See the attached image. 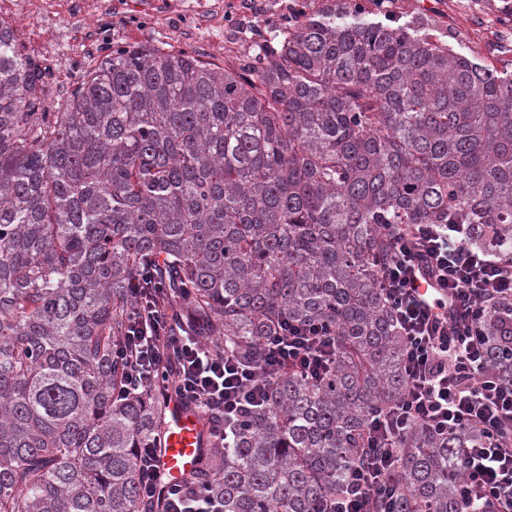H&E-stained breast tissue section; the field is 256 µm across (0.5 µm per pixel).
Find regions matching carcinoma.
I'll return each instance as SVG.
<instances>
[{
	"label": "carcinoma",
	"instance_id": "cac0c4a2",
	"mask_svg": "<svg viewBox=\"0 0 512 512\" xmlns=\"http://www.w3.org/2000/svg\"><path fill=\"white\" fill-rule=\"evenodd\" d=\"M424 17L322 0L219 66L114 46L63 112L0 19V512H164L140 493L174 377L127 393L113 350L138 288L174 323L258 367L287 321L336 334L331 372L288 374L229 441L219 414L180 488L223 512H322L364 462L371 417L405 389L380 289L411 224H468L512 271V73ZM512 307L486 309L489 369L512 380ZM483 432L414 428L390 512H457Z\"/></svg>",
	"mask_w": 512,
	"mask_h": 512
}]
</instances>
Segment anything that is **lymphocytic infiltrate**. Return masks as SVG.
Masks as SVG:
<instances>
[{
	"mask_svg": "<svg viewBox=\"0 0 512 512\" xmlns=\"http://www.w3.org/2000/svg\"><path fill=\"white\" fill-rule=\"evenodd\" d=\"M468 231L465 224H417L396 238L380 285L404 341L406 391L400 403L374 416L365 461L322 512H370L371 503L392 502L396 443L418 425L441 435L464 426L484 430L488 445L463 451L460 512H512V448L502 447L499 435L512 423V382L489 372L484 331L488 302L512 304V272L469 249ZM425 288L434 303H425ZM170 320V311L139 295L115 352L127 363L129 389L170 370L182 400L201 411L219 409L231 421L264 403L267 381L289 373L321 380L335 358V334L324 323H285L266 343L261 368L253 369L196 336L167 338ZM139 459L143 494L163 496L167 512H216L207 497L183 499L176 486L158 493L153 449H140Z\"/></svg>",
	"mask_w": 512,
	"mask_h": 512,
	"instance_id": "f902f5d3",
	"label": "lymphocytic infiltrate"
}]
</instances>
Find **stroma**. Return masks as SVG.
Returning <instances> with one entry per match:
<instances>
[{
  "label": "stroma",
  "instance_id": "1",
  "mask_svg": "<svg viewBox=\"0 0 512 512\" xmlns=\"http://www.w3.org/2000/svg\"><path fill=\"white\" fill-rule=\"evenodd\" d=\"M112 27L96 19L75 18L57 7L51 24L38 17L20 20L16 0H0V18L10 23L22 53L40 59L53 75L46 108L64 111L82 72L96 66L105 44L148 45L196 51L223 63L251 47L250 24L277 25L288 17L293 0H218L236 22L203 8V0H180L181 11L161 14V0H112ZM392 13L425 14L451 34L453 48L474 61L512 73V0H392Z\"/></svg>",
  "mask_w": 512,
  "mask_h": 512
}]
</instances>
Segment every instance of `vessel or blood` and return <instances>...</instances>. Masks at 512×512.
<instances>
[{"label":"vessel or blood","mask_w":512,"mask_h":512,"mask_svg":"<svg viewBox=\"0 0 512 512\" xmlns=\"http://www.w3.org/2000/svg\"><path fill=\"white\" fill-rule=\"evenodd\" d=\"M168 409L164 442L157 458L161 478L171 487L194 467L202 441L200 414L193 406L175 400L170 402Z\"/></svg>","instance_id":"vessel-or-blood-1"}]
</instances>
